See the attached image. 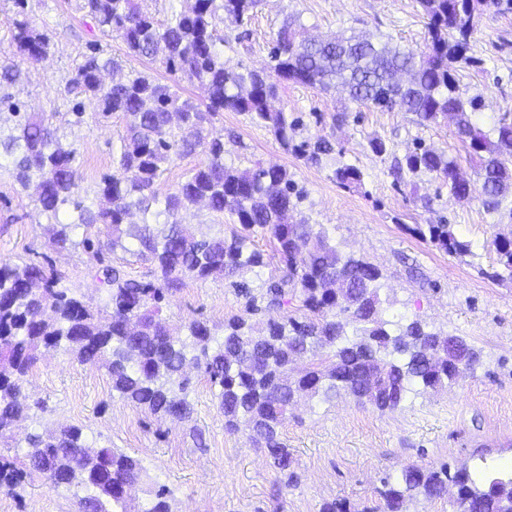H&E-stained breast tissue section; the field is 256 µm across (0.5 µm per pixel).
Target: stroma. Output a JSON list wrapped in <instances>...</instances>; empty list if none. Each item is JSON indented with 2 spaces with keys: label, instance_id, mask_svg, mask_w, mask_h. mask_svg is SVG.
<instances>
[{
  "label": "stroma",
  "instance_id": "obj_1",
  "mask_svg": "<svg viewBox=\"0 0 512 512\" xmlns=\"http://www.w3.org/2000/svg\"><path fill=\"white\" fill-rule=\"evenodd\" d=\"M481 12L470 41L477 63L458 66L457 80L463 97L480 99L479 125L489 132L501 116L512 117V14H500L493 0H484ZM15 14L12 0H0V62L19 64L23 72L11 93L28 111L42 113L64 142L75 144L87 205L98 206L97 187L113 172L112 148L126 129L122 114L102 116L89 102L81 124L66 122L71 99L64 87L91 44L118 62V77L148 74L174 84L197 105L208 101L199 84L172 80L160 63L132 55L119 37L104 36L78 10L77 0H28V16L49 33L53 46L41 64L22 63L13 42ZM289 19L313 37L354 29L392 35L418 51L427 48L426 18L417 0H260L246 28L219 26L226 65L265 66L272 41ZM273 106L302 115L301 137L325 138L333 153L321 165L305 164L265 126L238 112H221L210 127L224 136L225 165L243 169L258 161L286 168L306 192L298 217L324 225L343 253L379 268L382 320H418L464 338L480 354L476 369L461 372L445 388L418 389L393 410L348 395L329 402L300 396L281 428L293 456L289 478L251 442L246 428L225 429L215 391L197 369L188 371L191 414L178 420L123 399L105 368L50 350L23 380L32 408L13 425L9 442L0 441V458L22 460L28 436L79 426L89 446H109L141 463L142 478L126 500L128 512H147L150 491L159 486L169 490L172 512H321L333 500L362 512L380 504L384 479L411 464L453 470H471L484 461L512 465V281L494 279L498 256L490 244L508 223L512 196L504 199L502 212H489L479 195L457 199L435 175L395 174V160L421 141L455 158L465 177L475 179L453 119L420 126L409 113L376 111L340 93L292 82L283 84ZM374 138L385 142L386 154L372 152ZM344 164L361 171L359 188L338 186L334 171ZM442 220L473 242L474 254H448L412 232L416 225ZM49 222L32 190L16 183L9 163L0 164V260H51L64 287L105 307L107 293L83 232L56 249L46 235ZM245 304V294L227 280L188 278L168 297L161 316L179 339H187L195 320L219 338L225 322L244 316ZM84 493L81 487H54L35 473L18 495L0 493V512H75Z\"/></svg>",
  "mask_w": 512,
  "mask_h": 512
}]
</instances>
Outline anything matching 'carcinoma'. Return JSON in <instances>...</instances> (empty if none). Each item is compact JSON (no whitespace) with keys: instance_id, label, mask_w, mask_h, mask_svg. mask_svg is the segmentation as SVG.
<instances>
[{"instance_id":"cac0c4a2","label":"carcinoma","mask_w":512,"mask_h":512,"mask_svg":"<svg viewBox=\"0 0 512 512\" xmlns=\"http://www.w3.org/2000/svg\"><path fill=\"white\" fill-rule=\"evenodd\" d=\"M18 7L13 40L18 53L34 65L48 57L51 39ZM483 0H418L426 16L429 51L418 52L366 32L342 34L331 40L300 37L294 22H285L270 50L269 69L241 71L224 64V39L218 24L231 20L242 26L251 19L259 0H195L189 11L159 24L142 13L134 0H80L101 32L118 35L129 53L157 61L170 74L202 85L206 109L181 98L168 84L142 73L105 85L103 72L117 67L99 48L83 56L65 93H78L94 102L102 115L120 112L127 120L115 162L116 170L98 187L103 203L86 206L76 181L78 151L64 145L57 133L35 112L21 111L7 92L20 70L0 65V111L13 132L0 133V154L11 160L22 188H33L35 201L48 216L58 218L65 205L75 218L48 225L49 242L63 248L70 232L83 226L97 229L100 239L87 237L101 267L99 280L107 286V309L94 307L61 286L49 262L0 263V439L30 406L20 399L21 383L39 354L61 350L81 363L101 364L112 389L138 407L155 414L186 419L191 379L183 372L191 360L217 388L225 427L244 424L257 447L264 449L274 468L287 472L292 456L280 438L288 408L296 395L330 401L344 392L379 410L394 409L411 387L436 388L452 381L457 370H473L480 353L465 339L441 335L418 320L394 331L379 318V269L371 262L347 256L332 244L326 228L305 220L285 221L302 199L288 171L280 166L238 169L224 165V135L207 130L218 112H239L269 128L285 150L307 164H319L332 152L326 140H297L300 118L274 111L269 101L282 83L339 90L350 102L381 111L407 112L420 126L454 114L458 138L479 163V186L470 184L455 159L417 144L397 167L416 174L427 172L448 183L452 193L467 199L475 191L491 212L500 210L512 192V119L501 117L486 135L475 121L478 103L459 93L455 64H474L467 55L477 29ZM200 151L206 161L164 199L154 191L162 165ZM336 183L350 189L362 182L361 171L341 165ZM200 202L215 214L229 213L239 227L230 235H209L177 215ZM138 212L140 222L129 217ZM257 231L270 234L282 263L279 278L256 296L243 282L244 272L264 266L263 254L250 247ZM413 233L450 254L470 252L446 223L417 225ZM153 266L151 278H129L105 263L103 252L128 250ZM501 270L496 278L512 279V234L493 239ZM185 277L224 278L245 292L246 312L281 315L249 324L234 318L224 325L222 344L210 346L212 331L201 321L189 324L192 351L169 335L159 317L162 303L180 289ZM300 299L304 313H288L291 297ZM307 366L297 376L288 369L297 357ZM29 471L46 476L54 485L87 490L78 512H126L123 488L142 476L138 460L109 447L86 451L82 429L63 427L57 433L32 435L20 463L0 462V491L12 493ZM457 487L456 512H512V477L475 478L467 469L423 470L407 466L382 493L383 512H402L406 499L420 493L442 499L448 483ZM147 512H172L169 490L151 491Z\"/></svg>"}]
</instances>
